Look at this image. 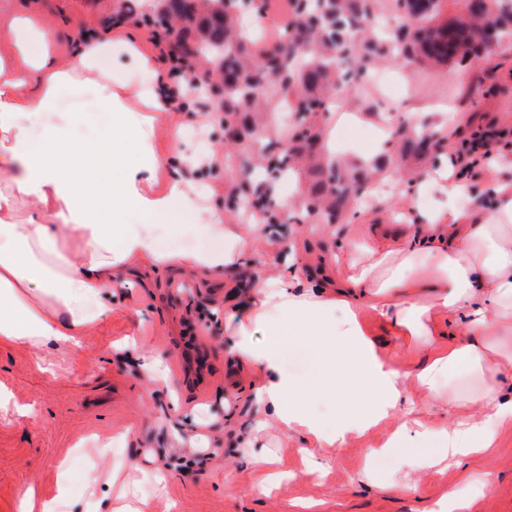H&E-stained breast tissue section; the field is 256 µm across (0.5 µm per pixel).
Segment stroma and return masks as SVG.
I'll return each instance as SVG.
<instances>
[{
	"instance_id": "35a3bbf8",
	"label": "stroma",
	"mask_w": 512,
	"mask_h": 512,
	"mask_svg": "<svg viewBox=\"0 0 512 512\" xmlns=\"http://www.w3.org/2000/svg\"><path fill=\"white\" fill-rule=\"evenodd\" d=\"M42 27L58 60H66L78 36L105 33L115 17L130 14L140 49L168 70L151 40L162 0H42ZM402 58L377 61L379 71L402 87L394 94L382 84L363 79L334 110L315 123L328 129L339 113L358 124L341 137L343 149L369 146L377 123L391 119L407 124L409 114L422 115V129L474 132L487 127L512 130V42L492 46L463 66L412 67L403 73ZM194 109L182 113V134L160 126L159 146L192 159L197 187L240 194L243 182L259 184L261 176L247 166L254 153L250 139L230 142L224 111L206 88H197ZM221 147L222 161L210 167L203 159ZM458 145L444 140L438 150L421 157L389 137L371 167L358 168L362 188L334 223L306 216L302 204L310 194L305 171L274 182L275 193H293L295 204L280 210V224L265 234L258 260L270 264L298 241L311 269L347 276L356 252L346 226L380 216L397 223L417 221L447 206L439 185L422 182L438 170ZM505 180H512V148L495 143L483 160L471 195L458 199L466 208ZM152 287L138 278L102 297L96 326L79 347L54 350L58 365L41 370L35 350L0 342V385L29 417L0 416V512H16L27 489L42 497L55 495L59 483L70 494L59 512H113L118 496L149 498L148 512H290L297 499L317 502L316 512H431L443 495L467 494L471 479L490 477L485 495L471 499L467 512H512V427L500 431L493 451L464 462L447 459L433 469L409 471L403 451L386 450V465L371 461L386 438L375 430L355 437L330 456L329 468L310 473L300 453L301 436L278 427H257L260 414L252 400L257 375L234 359L224 334V309L234 302L232 289H219L185 274L161 269ZM160 363L168 385L154 383L143 362ZM274 459L287 477L273 493H263L257 457ZM68 460L67 470L58 463ZM98 466L102 477L88 486L85 471ZM166 477L164 489L144 481L147 472Z\"/></svg>"
}]
</instances>
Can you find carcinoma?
<instances>
[{
	"label": "carcinoma",
	"mask_w": 512,
	"mask_h": 512,
	"mask_svg": "<svg viewBox=\"0 0 512 512\" xmlns=\"http://www.w3.org/2000/svg\"><path fill=\"white\" fill-rule=\"evenodd\" d=\"M252 2L235 0L228 6L225 0H163L161 11L177 12L182 25L175 37L187 56L220 64L222 84L216 92L226 126L251 125L249 113L254 111L256 92L264 86L273 87L283 105L297 101L293 135L267 155L266 170L271 175L287 172L299 155L314 149L319 135L308 117L325 109L332 89L342 84L348 90L355 87L356 77L367 72L374 60L392 50L413 62L474 60L490 45L484 37L487 25L495 29L494 41L512 39V0H477V14L470 12L467 0H427L429 7L420 17L416 9L421 0H396L404 28L413 30V36L404 46L391 48L371 25L377 16L375 0H289L288 30L278 40V48L262 50L258 61L251 63L246 59L247 45L254 40L236 21ZM340 57L351 59L354 68L339 69ZM318 172V187L306 211L334 220L358 191V180L334 164H322Z\"/></svg>",
	"instance_id": "carcinoma-1"
}]
</instances>
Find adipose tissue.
Masks as SVG:
<instances>
[{
    "mask_svg": "<svg viewBox=\"0 0 512 512\" xmlns=\"http://www.w3.org/2000/svg\"><path fill=\"white\" fill-rule=\"evenodd\" d=\"M10 51L0 56V342L41 352L78 345L97 317L102 295L148 269H178L206 280L237 279L247 290L224 312L231 351L257 372L255 401L287 433L318 449L392 425L385 445L408 448L429 439L422 407L458 411L435 455H410L413 471L441 458L465 459L495 448L512 425V182L492 189L481 206L456 207L472 185L442 170L447 208L418 224H355L358 256L347 277L313 281L289 247L268 272L256 261L262 224L240 230L224 210L183 176L158 184L178 157L162 151L155 129L174 122L163 98L168 79L155 59L136 54L149 83L113 79L98 61L113 43L131 48V27L118 35L81 36L74 54L57 60L36 16L0 22ZM91 95L111 128L90 142L67 124L30 135L33 114L59 111L67 97ZM141 223H124L127 211ZM189 220L224 240L215 252L167 253L155 245L159 219ZM77 238L79 247L67 242ZM404 354L384 351L365 313ZM266 342H257L256 332ZM310 348L317 369L309 384L289 373L290 343ZM338 408L332 420L313 396Z\"/></svg>",
    "mask_w": 512,
    "mask_h": 512,
    "instance_id": "obj_1",
    "label": "adipose tissue"
}]
</instances>
